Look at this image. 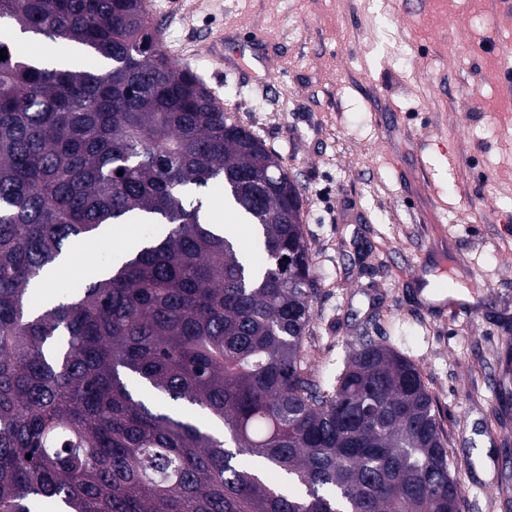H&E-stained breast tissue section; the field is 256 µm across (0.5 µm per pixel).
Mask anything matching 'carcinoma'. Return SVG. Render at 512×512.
I'll return each mask as SVG.
<instances>
[{"label": "carcinoma", "mask_w": 512, "mask_h": 512, "mask_svg": "<svg viewBox=\"0 0 512 512\" xmlns=\"http://www.w3.org/2000/svg\"><path fill=\"white\" fill-rule=\"evenodd\" d=\"M2 20L97 67L14 59L0 41V512H460L412 360L362 336L333 391L305 371L298 184L169 58L143 0H0ZM214 188L251 247L202 220ZM114 224L157 230L35 304L64 248Z\"/></svg>", "instance_id": "cac0c4a2"}]
</instances>
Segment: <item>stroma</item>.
Wrapping results in <instances>:
<instances>
[{
    "instance_id": "35a3bbf8",
    "label": "stroma",
    "mask_w": 512,
    "mask_h": 512,
    "mask_svg": "<svg viewBox=\"0 0 512 512\" xmlns=\"http://www.w3.org/2000/svg\"><path fill=\"white\" fill-rule=\"evenodd\" d=\"M145 0L164 49L262 138L302 194L315 283L304 341L333 390L369 335L421 369L463 512H512V411L496 414L512 341V0ZM224 39L223 57L206 40ZM257 39L273 80L237 61ZM120 236L61 269L82 287ZM474 312L427 308L442 270ZM486 453L498 470L480 474Z\"/></svg>"
}]
</instances>
